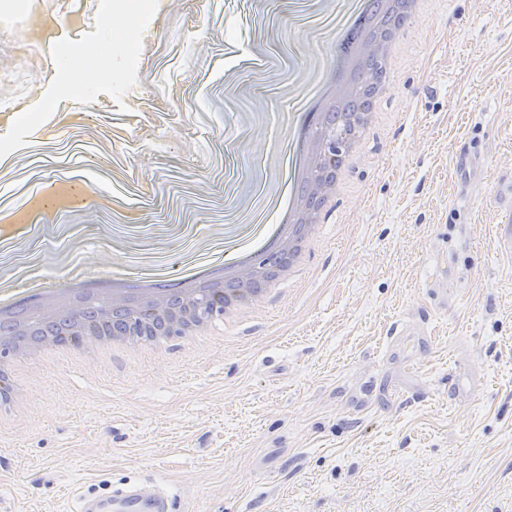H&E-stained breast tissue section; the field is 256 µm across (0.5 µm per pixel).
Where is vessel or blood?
<instances>
[{"label": "vessel or blood", "instance_id": "1", "mask_svg": "<svg viewBox=\"0 0 512 512\" xmlns=\"http://www.w3.org/2000/svg\"><path fill=\"white\" fill-rule=\"evenodd\" d=\"M171 497L159 489L144 496L139 486L123 482L104 493H83L77 498L76 512H170Z\"/></svg>", "mask_w": 512, "mask_h": 512}]
</instances>
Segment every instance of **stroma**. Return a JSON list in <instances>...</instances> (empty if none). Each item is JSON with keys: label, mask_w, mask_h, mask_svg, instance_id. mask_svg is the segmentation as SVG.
<instances>
[{"label": "stroma", "mask_w": 512, "mask_h": 512, "mask_svg": "<svg viewBox=\"0 0 512 512\" xmlns=\"http://www.w3.org/2000/svg\"><path fill=\"white\" fill-rule=\"evenodd\" d=\"M55 26L16 53L29 10ZM336 0H0V210L54 178L71 207L11 227L0 270L56 277L125 252L179 273L215 258L294 102L332 60ZM80 12V26L61 18ZM107 75L73 85L80 48ZM484 103L474 112L470 100ZM368 133L351 191L298 279L225 329L101 367L28 368L29 422L0 440V512H71L106 482L166 487L172 512H512V0H437ZM482 167L454 177L459 144ZM413 346L408 370L400 346Z\"/></svg>", "instance_id": "obj_1"}]
</instances>
